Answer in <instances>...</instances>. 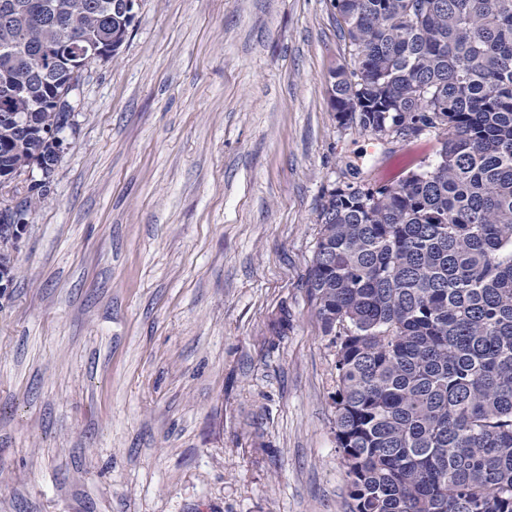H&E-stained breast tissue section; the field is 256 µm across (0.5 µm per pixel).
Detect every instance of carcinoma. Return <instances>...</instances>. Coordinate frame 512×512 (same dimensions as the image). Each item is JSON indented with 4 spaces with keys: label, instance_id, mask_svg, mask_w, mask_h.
Listing matches in <instances>:
<instances>
[{
    "label": "carcinoma",
    "instance_id": "cac0c4a2",
    "mask_svg": "<svg viewBox=\"0 0 512 512\" xmlns=\"http://www.w3.org/2000/svg\"><path fill=\"white\" fill-rule=\"evenodd\" d=\"M332 7L354 58L332 74L340 123L439 144L396 185L333 188L318 210L306 283L337 348L346 512H512V0ZM133 19L117 0H0V179L24 196L0 219L1 289L10 227L45 203L53 133L73 129L49 45L69 24L115 55Z\"/></svg>",
    "mask_w": 512,
    "mask_h": 512
}]
</instances>
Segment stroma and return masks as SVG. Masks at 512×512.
I'll list each match as a JSON object with an SVG mask.
<instances>
[{"label": "stroma", "instance_id": "obj_1", "mask_svg": "<svg viewBox=\"0 0 512 512\" xmlns=\"http://www.w3.org/2000/svg\"><path fill=\"white\" fill-rule=\"evenodd\" d=\"M330 0H136L0 296V512H345L324 193L438 147L339 123Z\"/></svg>", "mask_w": 512, "mask_h": 512}]
</instances>
